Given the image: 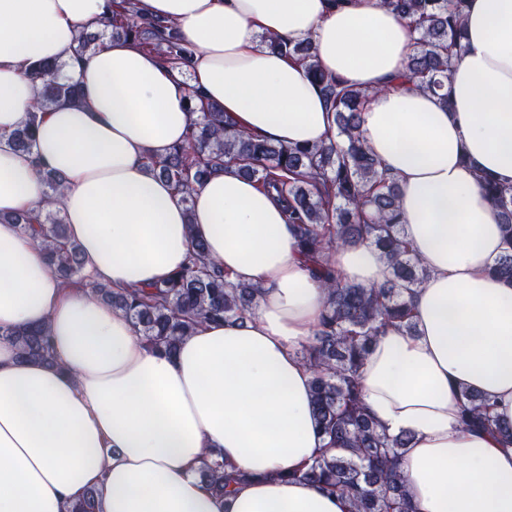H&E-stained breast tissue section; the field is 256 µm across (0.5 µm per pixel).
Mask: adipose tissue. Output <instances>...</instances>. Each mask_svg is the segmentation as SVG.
I'll return each mask as SVG.
<instances>
[{"label": "adipose tissue", "mask_w": 512, "mask_h": 512, "mask_svg": "<svg viewBox=\"0 0 512 512\" xmlns=\"http://www.w3.org/2000/svg\"><path fill=\"white\" fill-rule=\"evenodd\" d=\"M193 45L188 72L124 39L77 56L109 0H0V214L39 210L41 168L66 179L59 208L88 272L116 288L161 283L192 239L233 281L261 293L245 323L199 326L168 356L126 316L65 287L16 225L0 224V512H67L96 492L97 512H349L344 497L294 478L325 446L311 407L312 342L326 291L312 279L282 205L227 170L184 207L146 156L184 143L192 90L239 129L316 144L334 112L304 66L262 44L311 38L320 67L370 90L361 136L398 183L403 231L428 270L411 302L414 332L390 327L360 370L368 414L410 434L400 470L416 512H512V445L460 424L461 390L512 426V283L489 269L507 245L479 175L512 185V0H468L452 107L399 83L415 34L382 0H138ZM67 61L82 102L45 112L32 153L12 133L39 88L27 68ZM345 281L380 285L369 244L328 256ZM47 325L58 360L18 358L10 330ZM247 473L219 497L206 463Z\"/></svg>", "instance_id": "obj_1"}]
</instances>
